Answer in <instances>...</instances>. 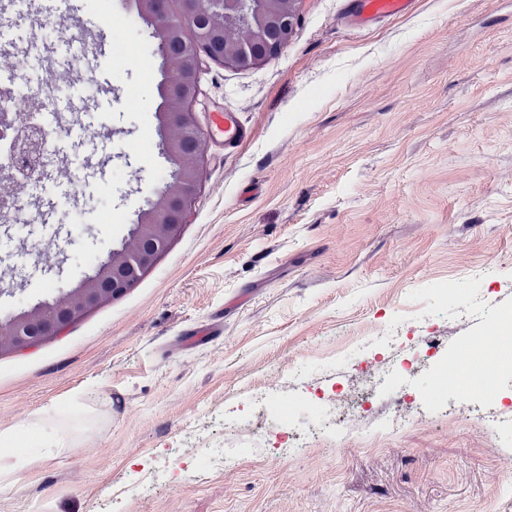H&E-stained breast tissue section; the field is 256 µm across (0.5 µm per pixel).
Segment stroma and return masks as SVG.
Here are the masks:
<instances>
[{
	"instance_id": "obj_1",
	"label": "stroma",
	"mask_w": 512,
	"mask_h": 512,
	"mask_svg": "<svg viewBox=\"0 0 512 512\" xmlns=\"http://www.w3.org/2000/svg\"><path fill=\"white\" fill-rule=\"evenodd\" d=\"M41 2L110 57L124 27L139 95L105 92L71 36L0 30L24 56L0 82L56 79L52 163L0 221V318L129 243L171 170L147 24L123 26L124 0ZM343 9L302 0L259 68L203 61L186 224L131 291L0 353V434L29 460L0 512H512V428L482 419L490 404L512 417V374L445 384L494 335L486 305L512 313V0H417L364 30ZM222 109L252 131L231 154L211 131ZM389 322L391 350L373 332ZM386 361L414 364L410 383L374 382ZM401 389L413 421L397 431L340 432L311 408L344 390L385 409ZM37 424L68 451L42 453Z\"/></svg>"
}]
</instances>
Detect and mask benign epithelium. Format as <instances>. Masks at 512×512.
I'll return each instance as SVG.
<instances>
[{
    "label": "benign epithelium",
    "instance_id": "1",
    "mask_svg": "<svg viewBox=\"0 0 512 512\" xmlns=\"http://www.w3.org/2000/svg\"><path fill=\"white\" fill-rule=\"evenodd\" d=\"M302 0H219L218 5L230 15L243 18L241 5H258L260 21L254 43L219 45L213 27L212 13L206 0H180V13L171 14L169 0H139L141 13L151 20L153 35L159 40L166 75L164 97L166 119L161 150L172 164L170 179L157 188L146 206L136 213L130 237L136 241L132 249L122 247L110 251L95 272L78 288L61 291L52 301L39 303L8 319H0V351L21 350L42 339L54 336L69 323L79 319L101 303L119 297L134 286L150 269L169 242L186 223L188 207L200 182V170L182 161V145L174 142L172 129L179 130L186 145L201 148L202 132L191 112L196 96L198 70L206 57L224 66L248 70L261 66L270 56L288 45L298 19ZM278 29V37L267 40L266 26ZM19 118L0 109V126L13 129L15 137L10 151L25 153L24 143L41 138L40 129L17 127Z\"/></svg>",
    "mask_w": 512,
    "mask_h": 512
}]
</instances>
